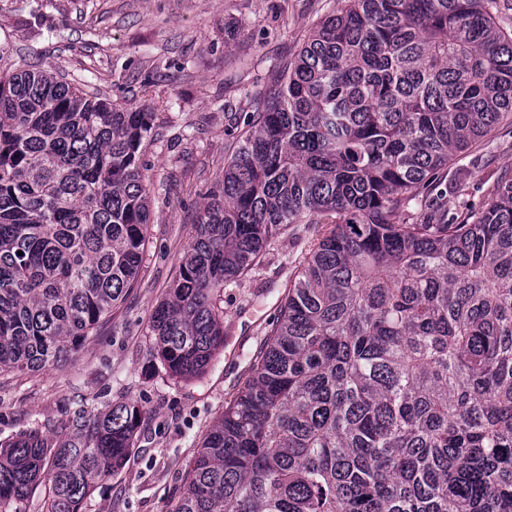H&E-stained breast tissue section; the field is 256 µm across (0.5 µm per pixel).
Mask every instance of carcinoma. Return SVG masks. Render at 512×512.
Here are the masks:
<instances>
[{
	"instance_id": "cac0c4a2",
	"label": "carcinoma",
	"mask_w": 512,
	"mask_h": 512,
	"mask_svg": "<svg viewBox=\"0 0 512 512\" xmlns=\"http://www.w3.org/2000/svg\"><path fill=\"white\" fill-rule=\"evenodd\" d=\"M496 0H337L224 167L157 306L184 379L224 349L217 306L287 224L336 216L271 342L191 461L177 512H512V174L464 211L424 191L512 119ZM152 112L43 71L0 76V372L74 358L134 288ZM415 202L410 224L398 211ZM145 415L82 409L0 448V509L51 486L80 512Z\"/></svg>"
}]
</instances>
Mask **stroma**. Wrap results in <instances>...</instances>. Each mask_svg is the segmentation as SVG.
Instances as JSON below:
<instances>
[{
  "label": "stroma",
  "instance_id": "obj_1",
  "mask_svg": "<svg viewBox=\"0 0 512 512\" xmlns=\"http://www.w3.org/2000/svg\"><path fill=\"white\" fill-rule=\"evenodd\" d=\"M334 0H0V75L39 69L128 107L148 105L142 151L150 222L136 287L77 357L0 375V443L116 401L146 416L122 466L82 512H176L189 463L249 381L287 285L331 221L281 229L253 269L224 288V353L206 375L172 377L150 353L151 317L196 235L199 209L253 115ZM512 169V126L441 172L457 206L481 203Z\"/></svg>",
  "mask_w": 512,
  "mask_h": 512
}]
</instances>
